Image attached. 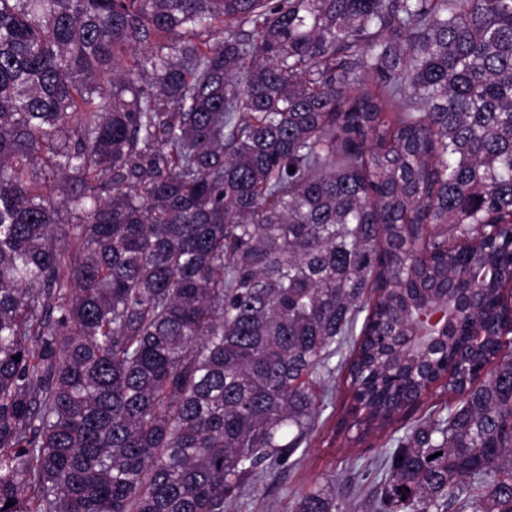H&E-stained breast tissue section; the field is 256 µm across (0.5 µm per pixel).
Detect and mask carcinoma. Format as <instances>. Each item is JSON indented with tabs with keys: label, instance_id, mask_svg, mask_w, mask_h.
<instances>
[{
	"label": "carcinoma",
	"instance_id": "cac0c4a2",
	"mask_svg": "<svg viewBox=\"0 0 512 512\" xmlns=\"http://www.w3.org/2000/svg\"><path fill=\"white\" fill-rule=\"evenodd\" d=\"M338 355L378 512H512V0H0V512H224Z\"/></svg>",
	"mask_w": 512,
	"mask_h": 512
}]
</instances>
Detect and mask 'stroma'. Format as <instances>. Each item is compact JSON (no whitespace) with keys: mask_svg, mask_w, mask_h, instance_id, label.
<instances>
[{"mask_svg":"<svg viewBox=\"0 0 512 512\" xmlns=\"http://www.w3.org/2000/svg\"><path fill=\"white\" fill-rule=\"evenodd\" d=\"M333 404L320 415L321 425L308 447L300 448L286 464L274 469L240 496L228 499L226 512H290V501L298 493L327 481L336 483L341 512H373L375 459L384 436L358 444L341 432L347 390L341 373L326 382Z\"/></svg>","mask_w":512,"mask_h":512,"instance_id":"obj_1","label":"stroma"}]
</instances>
